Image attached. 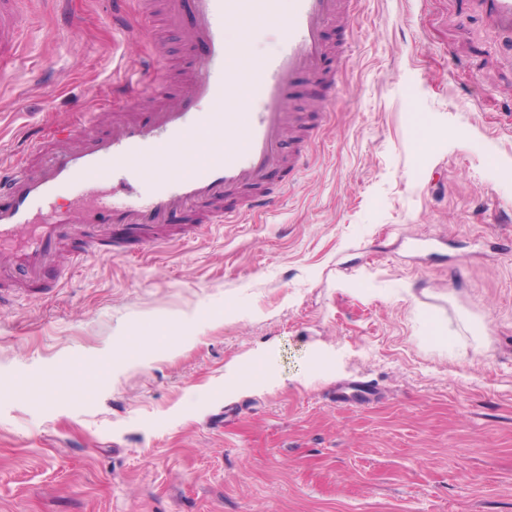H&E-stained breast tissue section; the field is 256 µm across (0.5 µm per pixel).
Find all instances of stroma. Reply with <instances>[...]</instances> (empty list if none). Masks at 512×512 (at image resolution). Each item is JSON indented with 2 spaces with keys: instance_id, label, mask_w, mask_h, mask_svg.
<instances>
[{
  "instance_id": "stroma-1",
  "label": "stroma",
  "mask_w": 512,
  "mask_h": 512,
  "mask_svg": "<svg viewBox=\"0 0 512 512\" xmlns=\"http://www.w3.org/2000/svg\"><path fill=\"white\" fill-rule=\"evenodd\" d=\"M23 9L0 158L108 130L152 50L135 0ZM345 31L278 207L0 306V512H512V36L480 0H356Z\"/></svg>"
}]
</instances>
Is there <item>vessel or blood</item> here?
<instances>
[{
    "label": "vessel or blood",
    "instance_id": "b4317fda",
    "mask_svg": "<svg viewBox=\"0 0 512 512\" xmlns=\"http://www.w3.org/2000/svg\"><path fill=\"white\" fill-rule=\"evenodd\" d=\"M351 0H138L149 19L146 36L191 24L190 66L171 95L161 87L166 71L139 99L112 108V127L93 129L92 117L56 127L69 142L56 151L31 138L9 162H0V287H64L48 276L60 247L78 252L125 254L150 251L170 217L194 211L199 220L170 230L174 239L208 234L216 224H238L258 208L277 204L273 173L291 175L322 120L290 111V86L300 76L332 87L329 57L344 58L345 45L330 47L327 26ZM489 22L512 33V0H483ZM252 15L276 43L251 58L246 43L233 42L238 18ZM28 24L18 0H0V74L19 60ZM149 118L136 114L140 100ZM244 100L241 112L226 104Z\"/></svg>",
    "mask_w": 512,
    "mask_h": 512
}]
</instances>
